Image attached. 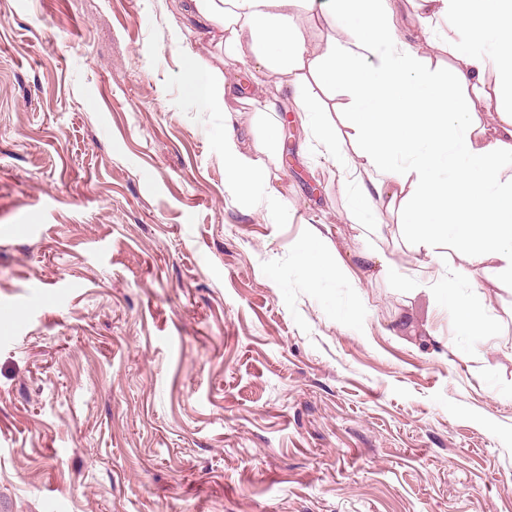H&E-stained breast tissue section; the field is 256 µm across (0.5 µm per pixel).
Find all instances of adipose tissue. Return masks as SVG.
<instances>
[{"mask_svg":"<svg viewBox=\"0 0 512 512\" xmlns=\"http://www.w3.org/2000/svg\"><path fill=\"white\" fill-rule=\"evenodd\" d=\"M316 6L343 27L339 34L325 32L317 53L299 22L300 8ZM422 6L464 29L448 47L458 61L448 77L432 71L375 0H189L193 19L220 31L228 61L249 58L255 69L279 76L258 108L266 122L254 155L240 150L233 133V105L241 100L237 85L199 67L190 53V89L204 109L224 115V162L232 189L247 192L268 178L279 94L289 86L319 156L339 171L366 177L345 214L349 223L379 237V205L399 207L420 271L435 262L453 274L460 260L512 281V175L499 165L512 156V0H422ZM476 34L491 39L490 50L472 49ZM370 58L375 67L369 72L364 62ZM491 69L499 72L502 88L497 117L486 122L475 97ZM312 82L341 87L349 97L347 136L337 135L323 105L305 96ZM345 139L354 145L353 154L343 152ZM322 243L320 232L311 231L297 254L313 283L346 270L343 259L328 261ZM448 246L455 255L445 254Z\"/></svg>","mask_w":512,"mask_h":512,"instance_id":"adipose-tissue-1","label":"adipose tissue"}]
</instances>
